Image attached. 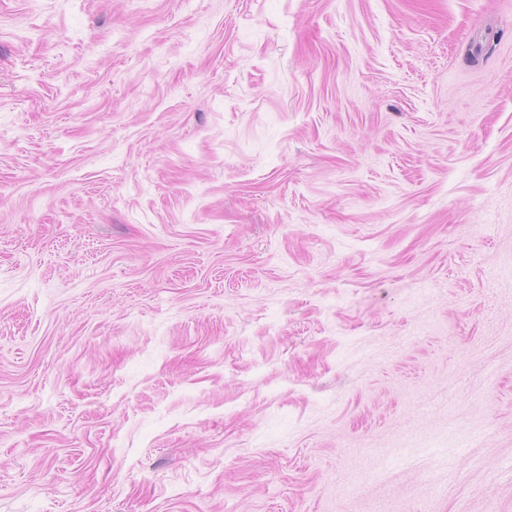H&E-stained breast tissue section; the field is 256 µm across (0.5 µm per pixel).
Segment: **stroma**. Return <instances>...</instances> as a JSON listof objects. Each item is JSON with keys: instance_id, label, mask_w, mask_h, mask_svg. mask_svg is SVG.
I'll use <instances>...</instances> for the list:
<instances>
[{"instance_id": "1", "label": "stroma", "mask_w": 512, "mask_h": 512, "mask_svg": "<svg viewBox=\"0 0 512 512\" xmlns=\"http://www.w3.org/2000/svg\"><path fill=\"white\" fill-rule=\"evenodd\" d=\"M0 512H512V0H0Z\"/></svg>"}]
</instances>
